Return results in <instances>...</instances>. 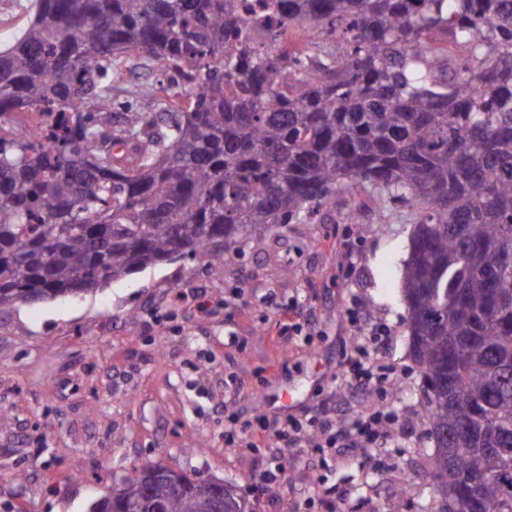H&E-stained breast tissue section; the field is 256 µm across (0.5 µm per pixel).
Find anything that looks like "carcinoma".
Returning <instances> with one entry per match:
<instances>
[{
    "label": "carcinoma",
    "mask_w": 512,
    "mask_h": 512,
    "mask_svg": "<svg viewBox=\"0 0 512 512\" xmlns=\"http://www.w3.org/2000/svg\"><path fill=\"white\" fill-rule=\"evenodd\" d=\"M287 2L34 0L0 46V313L161 261L221 272L339 190L367 192L381 224L405 205L422 512H512V0ZM143 60L178 91L112 111L114 76ZM24 112L62 119L30 136ZM150 470L94 512H202L218 489Z\"/></svg>",
    "instance_id": "carcinoma-1"
}]
</instances>
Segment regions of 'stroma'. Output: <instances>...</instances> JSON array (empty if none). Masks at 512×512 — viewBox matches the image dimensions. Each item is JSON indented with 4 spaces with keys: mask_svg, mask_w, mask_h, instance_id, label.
Masks as SVG:
<instances>
[{
    "mask_svg": "<svg viewBox=\"0 0 512 512\" xmlns=\"http://www.w3.org/2000/svg\"><path fill=\"white\" fill-rule=\"evenodd\" d=\"M159 78L122 69L113 111L148 108L137 90ZM413 229L407 208L381 224L362 195L340 191L312 222L274 226L226 255L223 272L185 258L0 314V512H89L147 464L224 481L250 512H397L402 471L427 464L432 446L403 295ZM357 301L389 336L374 353L383 381L355 396L338 365ZM291 323L303 331L283 340ZM288 392L310 421L372 398L397 421L374 448L292 449L285 483L263 487L278 443L226 447L224 403L251 430Z\"/></svg>",
    "mask_w": 512,
    "mask_h": 512,
    "instance_id": "35a3bbf8",
    "label": "stroma"
}]
</instances>
